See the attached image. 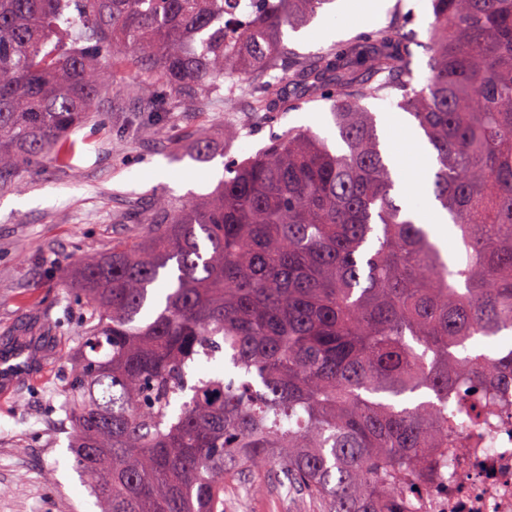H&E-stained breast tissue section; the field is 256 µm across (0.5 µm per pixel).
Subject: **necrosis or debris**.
I'll use <instances>...</instances> for the list:
<instances>
[{
	"instance_id": "1",
	"label": "necrosis or debris",
	"mask_w": 512,
	"mask_h": 512,
	"mask_svg": "<svg viewBox=\"0 0 512 512\" xmlns=\"http://www.w3.org/2000/svg\"><path fill=\"white\" fill-rule=\"evenodd\" d=\"M488 397L502 406L500 420L461 430L467 448L423 485L417 512H512V392Z\"/></svg>"
}]
</instances>
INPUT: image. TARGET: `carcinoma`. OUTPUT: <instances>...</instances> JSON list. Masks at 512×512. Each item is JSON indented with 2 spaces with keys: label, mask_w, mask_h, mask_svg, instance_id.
Returning <instances> with one entry per match:
<instances>
[{
  "label": "carcinoma",
  "mask_w": 512,
  "mask_h": 512,
  "mask_svg": "<svg viewBox=\"0 0 512 512\" xmlns=\"http://www.w3.org/2000/svg\"><path fill=\"white\" fill-rule=\"evenodd\" d=\"M0 0V187L55 158L95 112L111 69L149 78L147 116L203 106L255 73L332 102L343 143L292 128L224 166L206 196H159L137 243L58 266L85 304L59 389L74 469L100 512H224V480L263 471L321 512H411L457 432L512 389V0H432L429 74L399 21L313 58L283 44L334 0ZM397 100L430 147L448 256L400 199L375 116ZM188 156L213 158L199 135ZM224 372L197 377L204 360Z\"/></svg>",
  "instance_id": "1"
}]
</instances>
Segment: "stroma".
Listing matches in <instances>:
<instances>
[{"mask_svg":"<svg viewBox=\"0 0 512 512\" xmlns=\"http://www.w3.org/2000/svg\"><path fill=\"white\" fill-rule=\"evenodd\" d=\"M398 3L409 29L427 40L431 0H384L370 22L354 12L330 11L344 27L341 37H326L314 20L300 33L285 30L284 42L299 55H315L387 25ZM124 83L130 94L122 106H115L111 95L101 96L94 120L69 133L77 145L72 169L23 167L15 187L0 188V512H99L72 466L67 430L50 420L67 374L68 335L79 331L83 318L80 306L57 299L51 267L82 252L105 250L118 239L139 241L147 227L128 223L132 209L161 194L181 200L210 192L226 160L256 154L288 128L336 140L330 101L303 99L271 120L242 100L225 108L223 94L196 110L175 108L166 118L165 136L148 130L123 135L118 128L125 118L148 104L141 72L125 71ZM365 105L376 115L386 153L397 156L392 169L414 182L416 148L393 132L395 123L411 125V117L389 98ZM229 127L238 129L236 138H225ZM200 134L216 151L207 162L186 156ZM224 512L319 510L310 498L274 486L260 472L242 483L225 482Z\"/></svg>","mask_w":512,"mask_h":512,"instance_id":"obj_1","label":"stroma"}]
</instances>
